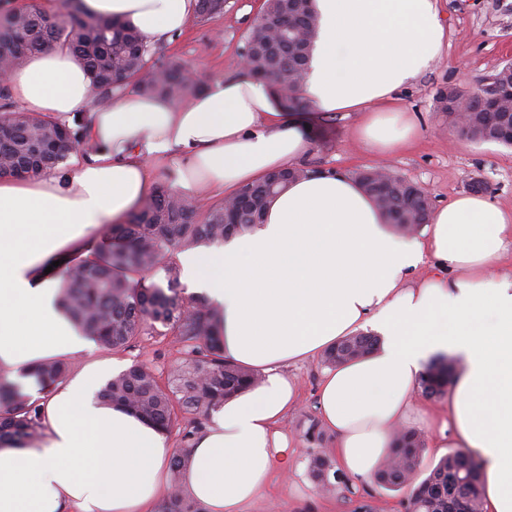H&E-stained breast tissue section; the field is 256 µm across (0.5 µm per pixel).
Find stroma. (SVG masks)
Segmentation results:
<instances>
[{"instance_id":"stroma-1","label":"stroma","mask_w":512,"mask_h":512,"mask_svg":"<svg viewBox=\"0 0 512 512\" xmlns=\"http://www.w3.org/2000/svg\"><path fill=\"white\" fill-rule=\"evenodd\" d=\"M262 0H227L224 13L213 20L192 19L182 34L158 43L161 59H180L202 81L231 76L240 69L243 35ZM448 30V48L426 73L407 86L402 97L408 111L419 118V137L407 148L382 156L352 139L357 115H316L315 147L302 159L305 167L341 170L357 175L369 167H385L424 186L433 207L447 205L468 192L470 183L483 179L486 197L512 206V146L476 142L458 134L453 113L444 111L441 91L474 90L479 79L512 62V0H439ZM90 357L118 359L123 366L147 362L168 372L178 356L174 337L154 345L139 344L119 354L92 346ZM324 370L321 359L290 366L298 379V405L281 425L290 438L287 471H274L263 496L246 512H405L408 489L384 490L372 481L340 472L330 492L321 491L310 472L315 451L333 455L336 439L321 424L317 395Z\"/></svg>"}]
</instances>
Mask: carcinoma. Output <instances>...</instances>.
Listing matches in <instances>:
<instances>
[{
    "instance_id": "carcinoma-1",
    "label": "carcinoma",
    "mask_w": 512,
    "mask_h": 512,
    "mask_svg": "<svg viewBox=\"0 0 512 512\" xmlns=\"http://www.w3.org/2000/svg\"><path fill=\"white\" fill-rule=\"evenodd\" d=\"M225 6L226 0H197V16L216 18L224 14ZM316 30L315 0H263L243 37L249 74L270 88L285 112L309 107L299 89ZM0 32L4 45L0 55V177L60 170L71 156V145L82 143L83 124L78 121L70 124L14 106L7 74L36 52L63 49L78 58L90 76L98 104L109 103L128 90L159 94L182 104L202 89L182 62L155 60V48L134 27L119 18L89 13L82 0H60L53 10L37 4L13 6L3 0ZM511 81L512 76L504 78L498 69L467 95L474 117L470 139L512 146L511 140L498 135L500 115L487 111L483 104L484 83ZM358 180L397 231L422 228L405 223L407 215L422 210V198L398 177L368 168L358 174ZM284 190L283 186L269 190L265 179L245 185L230 202L216 203L202 218L166 178L126 222L109 226L106 246L62 270L57 305L76 330L100 347L124 352L144 337L160 344L169 336L176 337L179 345L180 357L171 365L167 381H161L148 364L137 362L105 382L99 392L105 403L130 411L166 433L181 421L182 440L186 441L211 409L258 382L256 374L224 359L219 312L200 297L183 295L176 257L200 244L222 243L261 223L269 203ZM159 266L166 273L164 284L150 279ZM378 343L377 336L358 333L326 352L324 363L333 366L362 357ZM68 371L65 360L52 358L34 365L29 375L49 389ZM453 375L451 361L436 357L427 364L420 388L430 398H441L448 393ZM43 431L39 404L18 384L0 379V447L30 446ZM424 449L420 434L400 432L373 481L387 490L412 482ZM182 458L179 451L171 459L172 490L158 512H203L180 490ZM331 469L329 458L311 457V474L326 490L331 486ZM481 469L473 454L448 452L413 487L406 512H457L459 508L483 512Z\"/></svg>"
}]
</instances>
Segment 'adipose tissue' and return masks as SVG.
Wrapping results in <instances>:
<instances>
[{
    "mask_svg": "<svg viewBox=\"0 0 512 512\" xmlns=\"http://www.w3.org/2000/svg\"><path fill=\"white\" fill-rule=\"evenodd\" d=\"M83 4L151 42L181 33L196 10V0ZM317 9L302 95L323 113H358L355 137L396 151L418 130L400 90L446 47L439 0H317ZM7 78L25 111L86 115L94 150L61 170L0 178V373L38 400L46 426L35 445L0 448V512H152L175 450L165 432L97 399L108 366L90 362L49 390L24 374L87 351L55 305L48 267L89 254L94 229L143 204L163 168L175 166V189L199 202L307 156L309 116L282 111L244 71L210 81L183 107L134 93L91 108L86 69L59 49ZM511 252L512 207L462 194L431 211L423 232L400 237L358 181L333 172L294 181L248 231L179 253L190 292L221 313L225 358L261 377L211 410L186 452L183 491L204 512H244L272 471L288 467L277 426L297 404L289 366L369 331L377 350L324 370L319 383L340 466L372 478L398 426L427 424L416 392L431 356L444 353L459 370L443 428L480 455L485 512H512V276L495 272Z\"/></svg>",
    "mask_w": 512,
    "mask_h": 512,
    "instance_id": "adipose-tissue-1",
    "label": "adipose tissue"
}]
</instances>
